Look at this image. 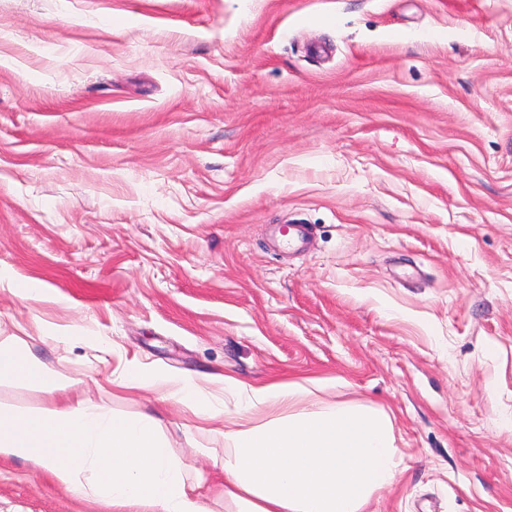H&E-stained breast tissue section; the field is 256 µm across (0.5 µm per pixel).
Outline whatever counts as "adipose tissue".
Masks as SVG:
<instances>
[{"mask_svg": "<svg viewBox=\"0 0 512 512\" xmlns=\"http://www.w3.org/2000/svg\"><path fill=\"white\" fill-rule=\"evenodd\" d=\"M2 378L44 390L50 405L23 412L0 403V460L24 462L46 481L112 512H213L202 478L186 480L159 418L120 417L85 395L58 393L49 369L19 336H0ZM111 383L165 389L231 440L223 495L235 512H363L403 472L385 411L304 406L311 389L300 382L252 385L225 377V388L240 399L229 418L190 375L165 376L130 361ZM270 405L287 407V416L264 418L261 410Z\"/></svg>", "mask_w": 512, "mask_h": 512, "instance_id": "1", "label": "adipose tissue"}]
</instances>
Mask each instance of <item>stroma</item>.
Masks as SVG:
<instances>
[{
  "mask_svg": "<svg viewBox=\"0 0 512 512\" xmlns=\"http://www.w3.org/2000/svg\"><path fill=\"white\" fill-rule=\"evenodd\" d=\"M287 224L314 230L285 248ZM41 282L43 294L17 296ZM88 327L112 351L54 347ZM107 410L127 360L385 411L365 512H512V0H0V336ZM0 512H110L0 461ZM42 331L45 335L39 336L42 340H49L63 348H69L75 344L91 340L103 342L101 336H85L86 330L79 326H73L65 329L43 327ZM99 342L95 343L97 350L107 353L108 349Z\"/></svg>",
  "mask_w": 512,
  "mask_h": 512,
  "instance_id": "1",
  "label": "stroma"
}]
</instances>
